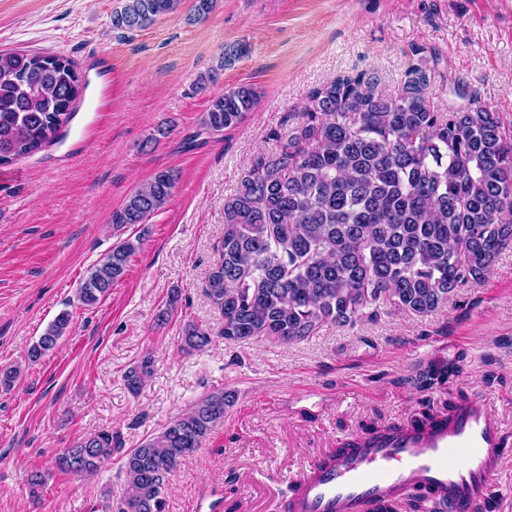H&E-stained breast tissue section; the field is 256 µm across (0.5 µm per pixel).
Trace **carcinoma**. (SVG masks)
<instances>
[{
    "mask_svg": "<svg viewBox=\"0 0 512 512\" xmlns=\"http://www.w3.org/2000/svg\"><path fill=\"white\" fill-rule=\"evenodd\" d=\"M213 2L192 0L187 21L205 19ZM181 8L182 0H126L112 26L143 29ZM247 53L244 43L225 47L219 69ZM87 86L65 56L1 50L0 166L57 142ZM429 87L421 60L394 93L373 75H338L311 91L302 121L251 164L224 200L220 262L206 281L224 317V340L301 341L329 324L371 319L383 305L424 316L483 280L512 248V135L475 95L458 91L460 102L435 110ZM257 99L250 84L212 96L200 131L238 127ZM176 184L174 171L156 172L112 212L111 223H148ZM141 241L115 243L89 269L77 288L83 306H95L124 277ZM70 324L71 314L60 312L28 349V361L55 349ZM181 342L200 350L210 335L189 322ZM457 373L454 363L435 367L419 384L430 389ZM152 374L145 357L122 379L134 394ZM233 399L222 390L203 396L125 454L127 490L116 512H165L169 477L224 423ZM118 450V436L103 430L64 449L52 469L90 475Z\"/></svg>",
    "mask_w": 512,
    "mask_h": 512,
    "instance_id": "obj_1",
    "label": "carcinoma"
}]
</instances>
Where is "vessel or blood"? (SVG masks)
<instances>
[{"instance_id":"obj_1","label":"vessel or blood","mask_w":512,"mask_h":512,"mask_svg":"<svg viewBox=\"0 0 512 512\" xmlns=\"http://www.w3.org/2000/svg\"><path fill=\"white\" fill-rule=\"evenodd\" d=\"M506 448L487 411L468 404L423 425L353 433L291 479L288 512H375L410 492L440 500L446 512H485Z\"/></svg>"}]
</instances>
